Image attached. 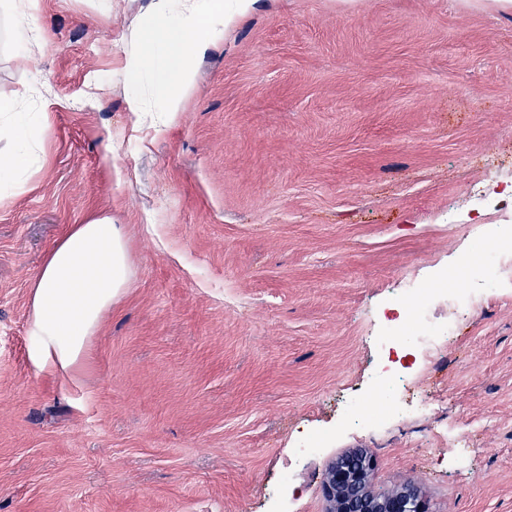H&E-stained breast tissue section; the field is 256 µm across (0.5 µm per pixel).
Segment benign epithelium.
<instances>
[{
  "mask_svg": "<svg viewBox=\"0 0 512 512\" xmlns=\"http://www.w3.org/2000/svg\"><path fill=\"white\" fill-rule=\"evenodd\" d=\"M371 457L352 449L328 465L323 494L326 512H425L419 488L405 481L394 490L377 494L370 485Z\"/></svg>",
  "mask_w": 512,
  "mask_h": 512,
  "instance_id": "1",
  "label": "benign epithelium"
}]
</instances>
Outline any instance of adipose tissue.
<instances>
[{
	"label": "adipose tissue",
	"instance_id": "ef3b65f1",
	"mask_svg": "<svg viewBox=\"0 0 512 512\" xmlns=\"http://www.w3.org/2000/svg\"><path fill=\"white\" fill-rule=\"evenodd\" d=\"M257 0H207L199 9L194 0H154L151 34L130 38L128 81L138 85L145 72L154 75L157 111L173 123L194 88L190 57L207 41L197 34L203 25L230 27ZM14 139L23 151L0 165V182L12 183L20 169H32L39 159L29 153L33 122L13 105L1 104ZM133 269L123 225L100 218L73 225L39 267L29 296V355L34 363L61 372L79 366L92 336L105 315L123 298Z\"/></svg>",
	"mask_w": 512,
	"mask_h": 512
}]
</instances>
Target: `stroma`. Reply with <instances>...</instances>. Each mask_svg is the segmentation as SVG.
Listing matches in <instances>:
<instances>
[{
  "label": "stroma",
  "instance_id": "stroma-1",
  "mask_svg": "<svg viewBox=\"0 0 512 512\" xmlns=\"http://www.w3.org/2000/svg\"><path fill=\"white\" fill-rule=\"evenodd\" d=\"M36 23L18 53L0 0V99L41 116L39 165L0 201V512H324L352 448L375 492L412 479L427 512H512V269L437 356L401 357L402 402L430 411L345 420L402 288L466 287L460 256L512 238V10L260 0L162 128L127 106L153 0H40ZM105 215L134 275L77 370L39 368L34 273Z\"/></svg>",
  "mask_w": 512,
  "mask_h": 512
}]
</instances>
